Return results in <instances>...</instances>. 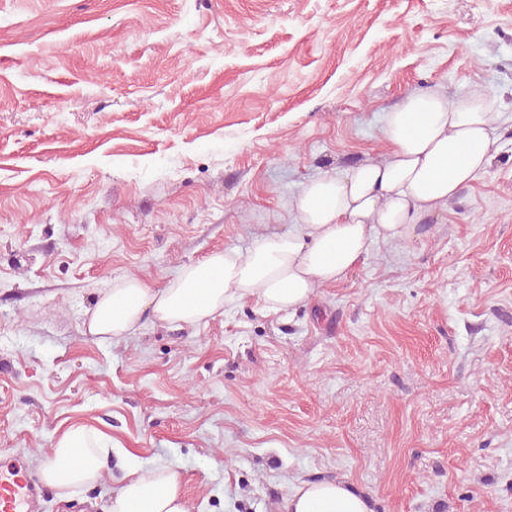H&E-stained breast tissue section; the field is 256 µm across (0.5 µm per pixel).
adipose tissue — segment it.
I'll return each mask as SVG.
<instances>
[{
	"mask_svg": "<svg viewBox=\"0 0 512 512\" xmlns=\"http://www.w3.org/2000/svg\"><path fill=\"white\" fill-rule=\"evenodd\" d=\"M499 113L478 91L406 96L386 113L382 159H367L312 179L288 202L287 231L257 238L247 251L225 247L182 267L163 287L138 278L114 280L90 313L88 330L119 341L145 322L200 324L228 303L251 298L278 315L307 305L317 288L343 280L376 241L400 244L422 220L445 207L490 166ZM112 447L104 432L66 427L38 476L62 494L99 482ZM109 512H190L179 473L169 465L131 468ZM279 512H372L370 500L344 480L295 485Z\"/></svg>",
	"mask_w": 512,
	"mask_h": 512,
	"instance_id": "ef3b65f1",
	"label": "adipose tissue"
}]
</instances>
